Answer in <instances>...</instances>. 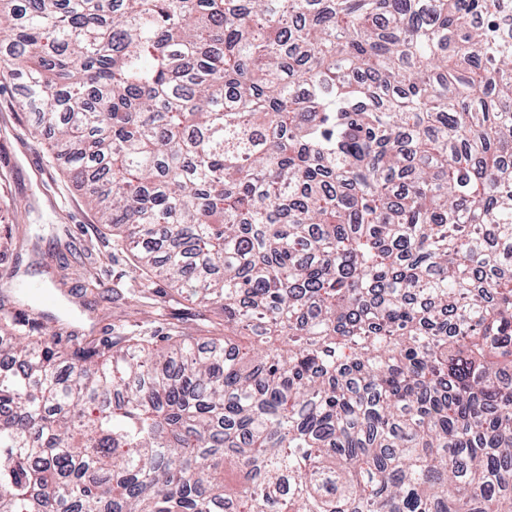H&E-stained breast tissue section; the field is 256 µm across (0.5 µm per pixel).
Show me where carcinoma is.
<instances>
[{
  "label": "carcinoma",
  "mask_w": 512,
  "mask_h": 512,
  "mask_svg": "<svg viewBox=\"0 0 512 512\" xmlns=\"http://www.w3.org/2000/svg\"><path fill=\"white\" fill-rule=\"evenodd\" d=\"M2 73L224 323L0 302V512H512V0H0Z\"/></svg>",
  "instance_id": "carcinoma-1"
}]
</instances>
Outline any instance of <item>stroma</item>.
I'll return each mask as SVG.
<instances>
[{
    "label": "stroma",
    "instance_id": "obj_1",
    "mask_svg": "<svg viewBox=\"0 0 512 512\" xmlns=\"http://www.w3.org/2000/svg\"><path fill=\"white\" fill-rule=\"evenodd\" d=\"M16 86L0 80V225H20L27 241L12 246L5 258L16 279L39 285L34 294L8 296L18 320L36 319L49 325L66 324L80 337L113 338L112 322L123 316L128 324L144 322L131 287L136 273L125 253L99 230L97 216L84 188L65 172V158L48 149L30 132L26 113L15 99ZM69 244L67 269L51 263L56 244ZM100 262L102 288L94 294L81 289L80 273Z\"/></svg>",
    "mask_w": 512,
    "mask_h": 512
}]
</instances>
